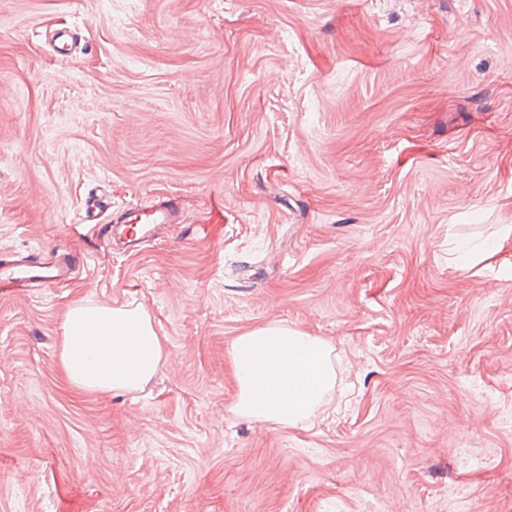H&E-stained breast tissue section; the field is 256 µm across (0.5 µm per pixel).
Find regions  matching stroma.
<instances>
[{"label": "stroma", "instance_id": "stroma-1", "mask_svg": "<svg viewBox=\"0 0 512 512\" xmlns=\"http://www.w3.org/2000/svg\"><path fill=\"white\" fill-rule=\"evenodd\" d=\"M169 195L136 251L78 218ZM506 224L512 0H0V258H87L0 295V512H512ZM77 301L152 316L144 391L66 383ZM272 322L345 392L296 427L231 410Z\"/></svg>", "mask_w": 512, "mask_h": 512}]
</instances>
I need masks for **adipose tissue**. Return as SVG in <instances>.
Listing matches in <instances>:
<instances>
[{
    "instance_id": "obj_1",
    "label": "adipose tissue",
    "mask_w": 512,
    "mask_h": 512,
    "mask_svg": "<svg viewBox=\"0 0 512 512\" xmlns=\"http://www.w3.org/2000/svg\"><path fill=\"white\" fill-rule=\"evenodd\" d=\"M165 356L163 338L140 306L80 302L66 312L60 364L75 388L144 390ZM230 360L238 385L234 412L273 425L303 423L336 387L331 346L277 322L237 336Z\"/></svg>"
}]
</instances>
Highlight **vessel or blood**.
Instances as JSON below:
<instances>
[{
	"label": "vessel or blood",
	"instance_id": "1",
	"mask_svg": "<svg viewBox=\"0 0 512 512\" xmlns=\"http://www.w3.org/2000/svg\"><path fill=\"white\" fill-rule=\"evenodd\" d=\"M84 219L92 223L96 236L126 245L138 241V226L182 223L183 210L178 198L170 196L147 208L127 205L122 212L124 226L117 231L111 225L98 223L95 205L87 206ZM85 263V258L65 250L44 258L16 255L0 262V288H52L66 281Z\"/></svg>",
	"mask_w": 512,
	"mask_h": 512
}]
</instances>
